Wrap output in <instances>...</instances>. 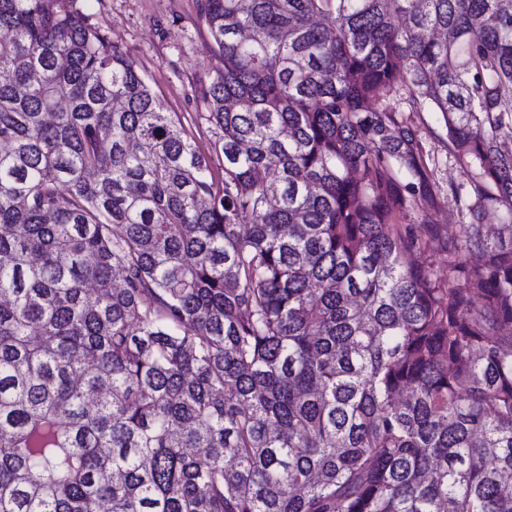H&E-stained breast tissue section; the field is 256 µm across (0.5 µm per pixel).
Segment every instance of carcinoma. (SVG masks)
Returning a JSON list of instances; mask_svg holds the SVG:
<instances>
[{"mask_svg":"<svg viewBox=\"0 0 512 512\" xmlns=\"http://www.w3.org/2000/svg\"><path fill=\"white\" fill-rule=\"evenodd\" d=\"M200 14L219 184L82 12L0 0V512H512V0Z\"/></svg>","mask_w":512,"mask_h":512,"instance_id":"cac0c4a2","label":"carcinoma"}]
</instances>
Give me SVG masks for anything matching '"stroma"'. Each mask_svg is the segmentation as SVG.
Instances as JSON below:
<instances>
[{
    "label": "stroma",
    "instance_id": "stroma-1",
    "mask_svg": "<svg viewBox=\"0 0 512 512\" xmlns=\"http://www.w3.org/2000/svg\"><path fill=\"white\" fill-rule=\"evenodd\" d=\"M199 0H77L90 23L135 63L165 111L205 154L216 139L201 85L223 69L198 18Z\"/></svg>",
    "mask_w": 512,
    "mask_h": 512
}]
</instances>
